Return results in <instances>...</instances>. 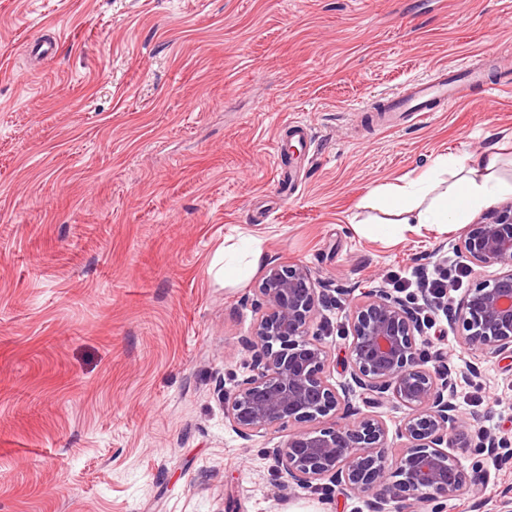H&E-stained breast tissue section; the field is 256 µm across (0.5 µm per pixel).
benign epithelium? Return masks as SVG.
Segmentation results:
<instances>
[{"instance_id": "benign-epithelium-1", "label": "benign epithelium", "mask_w": 512, "mask_h": 512, "mask_svg": "<svg viewBox=\"0 0 512 512\" xmlns=\"http://www.w3.org/2000/svg\"><path fill=\"white\" fill-rule=\"evenodd\" d=\"M469 263L498 267L488 282L468 290L448 316L462 328L463 348L470 352L512 354V202L494 208L469 225L455 244ZM260 310L251 335L241 339L250 354L251 375L229 394L216 385L224 403V420L240 437L273 427L300 425L320 418L342 420L324 428H298L282 448L272 449L281 481L279 491L294 485L313 489L326 480L350 496L376 493L372 512L399 499L429 504L468 488L464 471L449 452L448 434L464 440L476 416H464L448 402L459 373L443 356L440 365L425 367L418 338L428 322L420 308L382 288L364 292L348 323L352 336L347 369L351 382L368 403L391 399L408 409L402 435L406 446L387 464L384 424L347 407L324 376L328 352L310 337V325L326 303L325 289L303 264L272 266L255 288ZM512 443L494 435L480 447L489 457Z\"/></svg>"}]
</instances>
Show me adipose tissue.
<instances>
[{
  "instance_id": "1",
  "label": "adipose tissue",
  "mask_w": 512,
  "mask_h": 512,
  "mask_svg": "<svg viewBox=\"0 0 512 512\" xmlns=\"http://www.w3.org/2000/svg\"><path fill=\"white\" fill-rule=\"evenodd\" d=\"M456 176L447 186L439 177L448 167ZM498 157L491 152L440 156L418 178L377 192L371 207L399 215L401 223L457 226L470 223L501 196L512 194V180L498 176Z\"/></svg>"
}]
</instances>
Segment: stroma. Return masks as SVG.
Segmentation results:
<instances>
[{
    "label": "stroma",
    "instance_id": "1",
    "mask_svg": "<svg viewBox=\"0 0 512 512\" xmlns=\"http://www.w3.org/2000/svg\"><path fill=\"white\" fill-rule=\"evenodd\" d=\"M56 37L54 56L27 48ZM512 53V0H0V512H369L336 491L275 493L271 449L242 439L216 383L250 373L253 288L302 263L329 288L310 334L349 379L347 319L393 276L465 271L462 227L379 237L371 192L440 155L497 147L512 173V90L392 127L375 98L468 56ZM303 124L282 197L277 154ZM264 256L232 282L241 236ZM447 315L420 348L465 371L451 398L512 439V360L471 354ZM455 445L475 484L442 512H512V461ZM239 250L244 252L246 257L249 258L248 263L252 267L257 266L264 256L262 241L255 237L241 240L240 247L234 248L231 246L227 252L224 248V280L235 277L238 273V269L233 262L235 253Z\"/></svg>",
    "mask_w": 512,
    "mask_h": 512
}]
</instances>
